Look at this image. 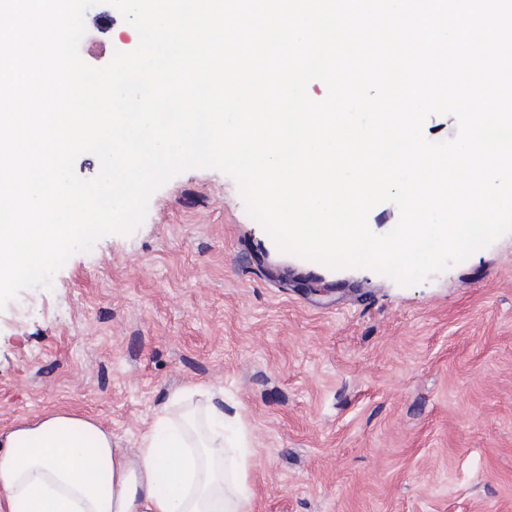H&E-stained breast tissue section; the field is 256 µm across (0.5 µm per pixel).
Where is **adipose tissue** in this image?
<instances>
[{
    "label": "adipose tissue",
    "instance_id": "obj_1",
    "mask_svg": "<svg viewBox=\"0 0 512 512\" xmlns=\"http://www.w3.org/2000/svg\"><path fill=\"white\" fill-rule=\"evenodd\" d=\"M222 393L189 391L135 451L91 419L57 411L0 431V512H250L247 459L228 467Z\"/></svg>",
    "mask_w": 512,
    "mask_h": 512
}]
</instances>
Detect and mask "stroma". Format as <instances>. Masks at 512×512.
Masks as SVG:
<instances>
[{"label":"stroma","instance_id":"35a3bbf8","mask_svg":"<svg viewBox=\"0 0 512 512\" xmlns=\"http://www.w3.org/2000/svg\"><path fill=\"white\" fill-rule=\"evenodd\" d=\"M85 24L89 65L138 43L105 0ZM188 387L223 388L251 512H512V234L402 286L281 251L191 168L0 312L1 431L69 411L132 449Z\"/></svg>","mask_w":512,"mask_h":512}]
</instances>
